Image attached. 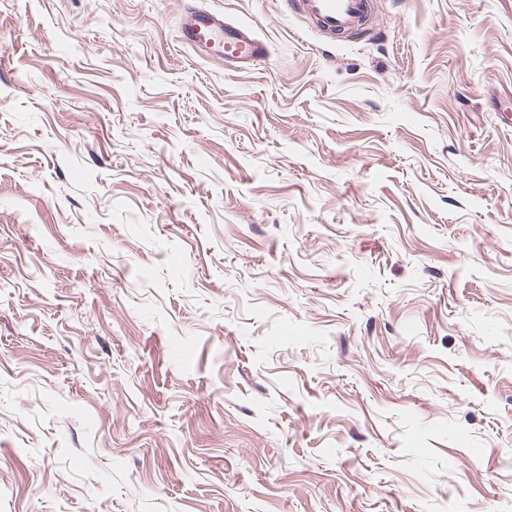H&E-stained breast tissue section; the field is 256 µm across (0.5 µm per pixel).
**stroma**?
Wrapping results in <instances>:
<instances>
[{
    "label": "stroma",
    "instance_id": "obj_1",
    "mask_svg": "<svg viewBox=\"0 0 512 512\" xmlns=\"http://www.w3.org/2000/svg\"><path fill=\"white\" fill-rule=\"evenodd\" d=\"M0 0V512H512V0ZM368 0H284L285 13L309 18L317 27L332 35L354 28ZM179 30L198 55L224 58L235 70L255 68L269 57L268 44L252 28L199 4L182 12Z\"/></svg>",
    "mask_w": 512,
    "mask_h": 512
}]
</instances>
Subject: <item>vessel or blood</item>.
<instances>
[{"instance_id":"1","label":"vessel or blood","mask_w":512,"mask_h":512,"mask_svg":"<svg viewBox=\"0 0 512 512\" xmlns=\"http://www.w3.org/2000/svg\"><path fill=\"white\" fill-rule=\"evenodd\" d=\"M287 15L309 18L331 34L354 28L367 0H284ZM180 33L186 43L203 57L218 56L232 69L244 71L266 62L267 43L250 27L225 19L223 13L195 5L181 14Z\"/></svg>"}]
</instances>
